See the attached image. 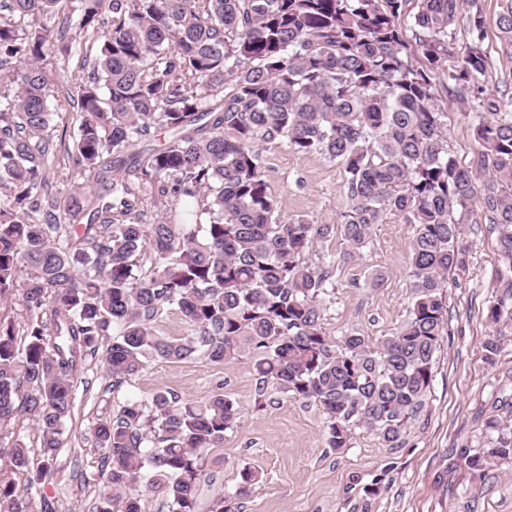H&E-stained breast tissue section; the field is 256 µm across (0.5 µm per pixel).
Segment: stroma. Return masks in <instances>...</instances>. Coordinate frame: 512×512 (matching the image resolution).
Here are the masks:
<instances>
[{"mask_svg":"<svg viewBox=\"0 0 512 512\" xmlns=\"http://www.w3.org/2000/svg\"><path fill=\"white\" fill-rule=\"evenodd\" d=\"M505 3L476 0L485 23L483 49L491 63L486 86L511 97L512 40L498 27ZM80 7V0H70V57L55 54L45 62L51 78V124L58 132L76 127L63 109L65 71L83 58H94L99 47L78 26ZM432 83L434 107L444 115L453 155L461 165L477 167L472 133L477 101L460 102L442 75H434ZM266 157V181L280 201V221L302 217L314 224L337 223L346 203L341 167L320 154H294L284 144L268 150ZM409 234L404 219L389 214L374 226L359 260L342 261L336 234L314 252L315 260L335 264V290L323 320L328 336L358 332L376 340L402 323L409 306ZM463 242L469 258L464 269L449 277V334L437 355L428 408L409 424L402 446L385 448L375 436L359 432L351 447L328 448L319 408L279 394L258 396L248 355L229 365L206 359L151 361L116 392L101 360L93 358L75 383L73 414L61 437L55 477L32 491V499L55 501L58 512H93L102 486L94 425L123 403L147 400L163 388L198 400L221 391L244 408L237 430L208 453L198 488L203 510L214 497L231 492L238 471L249 466L263 472L264 480L242 500L241 512H512V462L493 464L478 477L464 464L465 455L481 446L486 417L499 400L512 399V335L502 337L496 363L486 362L484 343L493 333L487 308L498 291L501 265L487 225H465ZM376 272L382 281L374 287L370 278ZM374 482L381 492L371 496L366 488Z\"/></svg>","mask_w":512,"mask_h":512,"instance_id":"35a3bbf8","label":"stroma"}]
</instances>
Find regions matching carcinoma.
<instances>
[{
	"mask_svg": "<svg viewBox=\"0 0 512 512\" xmlns=\"http://www.w3.org/2000/svg\"><path fill=\"white\" fill-rule=\"evenodd\" d=\"M69 0H0V300L21 276L23 337L0 317V432L20 419L39 430L40 451L0 448L8 512H36L25 491L53 477L74 407L75 378L104 348L112 389L146 361L254 355L259 394L271 389L319 405L328 447L357 431L387 448L403 443L424 410L436 355L448 335V275L466 266L463 225L487 224L502 262L501 293L488 308L495 363L512 331V108L482 83L489 61L484 19L466 14L470 41L455 52L452 26L464 0H82L78 26L103 35L93 62L70 75L77 103L72 143L51 127L43 18ZM414 3V36L429 67L415 66L398 19ZM460 101L474 93L481 167L458 164L431 73ZM285 144L320 153L344 172L339 224L282 223L265 180V153ZM62 146L84 181L48 184ZM180 198L202 224L145 221ZM397 213L411 226L410 307L389 336L335 341L323 316L334 265L310 258L339 228L342 260L361 257L371 230ZM177 313L188 334H157ZM240 406L222 392L204 400L169 390L124 404L92 432L104 480L95 512H144L140 491L167 512H198L207 453L238 428ZM512 460V402L484 423L473 472ZM263 481L244 467L234 492L208 512H239Z\"/></svg>",
	"mask_w": 512,
	"mask_h": 512,
	"instance_id": "cac0c4a2",
	"label": "carcinoma"
}]
</instances>
